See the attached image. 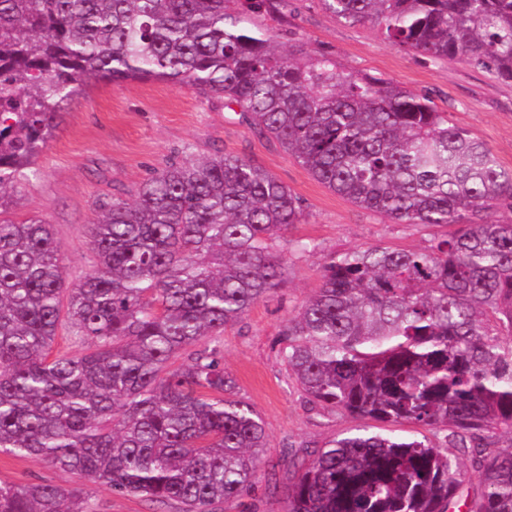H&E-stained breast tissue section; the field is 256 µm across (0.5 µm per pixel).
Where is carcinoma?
<instances>
[{"label":"carcinoma","instance_id":"carcinoma-1","mask_svg":"<svg viewBox=\"0 0 512 512\" xmlns=\"http://www.w3.org/2000/svg\"><path fill=\"white\" fill-rule=\"evenodd\" d=\"M230 2L0 0V453L180 512H224L258 478L264 423L202 342L281 291L303 201L237 155L172 162L94 210L95 270L73 287L54 225L4 217L80 86L162 79L224 99L354 205L455 227L422 249L330 255L283 326L280 357L309 405L426 430L359 426L292 454L287 512H512V170L432 98L283 48L252 19L274 0ZM321 3L512 83V0ZM64 325L82 353L52 354ZM0 512L97 504L83 488L0 483Z\"/></svg>","mask_w":512,"mask_h":512}]
</instances>
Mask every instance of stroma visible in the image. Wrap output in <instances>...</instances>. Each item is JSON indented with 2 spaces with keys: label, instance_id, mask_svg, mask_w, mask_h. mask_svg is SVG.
<instances>
[{
  "label": "stroma",
  "instance_id": "stroma-1",
  "mask_svg": "<svg viewBox=\"0 0 512 512\" xmlns=\"http://www.w3.org/2000/svg\"><path fill=\"white\" fill-rule=\"evenodd\" d=\"M255 24L273 31L281 43L301 41L310 53L334 56L346 70L429 95L450 122L484 142L500 165L512 170V85L457 58L406 53L373 25L336 22L325 13L321 0H280L277 11L256 16ZM58 122L34 161V176L22 182L12 207L54 224L64 278L70 285L94 269L88 225L96 205L129 197L150 171L169 162L192 155L237 154L271 172L304 202L305 220L294 225L288 236L311 240L316 251L289 252L283 291L255 304L221 338L224 368L236 379L240 397L257 411L268 434L264 474L274 470L280 478L278 488L272 490L263 475L225 510L285 512L290 450L324 446L357 422L305 402L279 355L283 324L318 287L327 256L378 244L416 250L446 235L447 227L396 224L355 206L315 180L277 141L242 123L223 100L186 85L155 79L92 80L63 106ZM0 481L85 483L82 476L42 460L3 454ZM91 493L99 512H179L177 503L159 506L102 486L92 487Z\"/></svg>",
  "mask_w": 512,
  "mask_h": 512
}]
</instances>
